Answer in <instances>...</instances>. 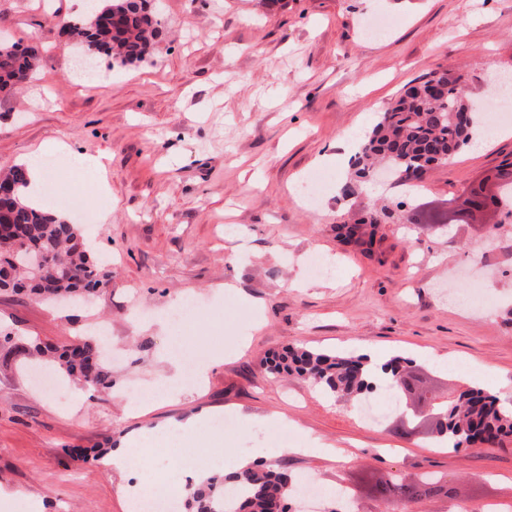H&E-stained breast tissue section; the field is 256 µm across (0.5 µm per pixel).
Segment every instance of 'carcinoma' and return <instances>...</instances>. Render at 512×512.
Masks as SVG:
<instances>
[{
    "mask_svg": "<svg viewBox=\"0 0 512 512\" xmlns=\"http://www.w3.org/2000/svg\"><path fill=\"white\" fill-rule=\"evenodd\" d=\"M83 17L66 21L69 38L86 56L125 67L146 60L159 35L156 11L151 0H87ZM36 63L33 47L0 40V92H9L31 76ZM439 88L422 77L417 84L402 88L389 107L378 114L366 140L350 163L351 172L341 183L338 195L347 200L370 183L371 171L383 166L399 180L414 182L412 175L444 164L481 134L482 113L467 98L462 75L446 71L432 74ZM469 114L466 121L460 120ZM28 182L24 164L0 173V184L13 194L8 204V223L15 237L37 252L43 263L36 269L13 262L15 242L0 240V289L26 292L43 300H87L109 284L111 275L91 259L79 225L62 214L31 205L20 193ZM393 217L383 206L367 211L358 221L342 224L339 235L349 242L370 246L367 231ZM0 339L13 352L49 354L76 384L95 392L112 389V370L97 339H76L51 346L37 337L5 333ZM406 361L394 357L383 364L391 375L388 389L401 390L399 378ZM268 370L287 373L327 392L356 400L375 390L365 369L364 357L326 349L292 346L277 354ZM434 433L444 443L459 448L478 442L502 446L512 441V411L481 388L470 386L439 405ZM375 493L391 505L418 495L417 484L403 474L381 481ZM302 496L301 488L288 469L252 463L227 475L215 474L191 489L184 501L185 512H287L285 504Z\"/></svg>",
    "mask_w": 512,
    "mask_h": 512,
    "instance_id": "carcinoma-1",
    "label": "carcinoma"
}]
</instances>
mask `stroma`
Instances as JSON below:
<instances>
[{
  "label": "stroma",
  "instance_id": "1",
  "mask_svg": "<svg viewBox=\"0 0 512 512\" xmlns=\"http://www.w3.org/2000/svg\"><path fill=\"white\" fill-rule=\"evenodd\" d=\"M85 0H0V38L36 48L40 65L22 88L0 93V169L25 163L50 143L69 153L106 152L103 172L72 162L48 170V203L80 197L93 258L112 281L72 310L0 291V331L60 344L107 330L112 390L61 403L19 353L0 357V497L8 512H128L124 491L169 475L168 448L185 451V484L217 453L286 444L281 462L297 476L344 487L351 512H385L372 494L401 473L447 479L413 512H479L512 505V443L501 448L435 447L431 411L409 424L397 411L365 424L356 403L309 382L271 374L267 357L290 345L410 360L414 385L437 396L468 386L512 394V223L496 214L458 218L466 189H495L512 161V129L480 151L465 147L428 171L413 198L377 183L344 200L349 134L371 127L397 91L442 70L464 75L471 99L496 109L492 79L512 74V0H157L161 32L150 60L84 77L56 23ZM387 18L386 34L367 35ZM330 173L321 202L302 182ZM406 206L375 228L371 251L336 236L373 205ZM332 258L328 277L307 272L311 254ZM482 265L477 305L444 295L449 274ZM199 309L173 325L183 297ZM223 355L203 383L158 395L142 414L129 406L173 373L174 342ZM447 356V366L433 355ZM276 412L268 427L259 417ZM233 416L232 429L214 426ZM207 428L186 439L182 427ZM166 434L137 474L103 461L144 431ZM351 452L337 462L332 448Z\"/></svg>",
  "mask_w": 512,
  "mask_h": 512
}]
</instances>
